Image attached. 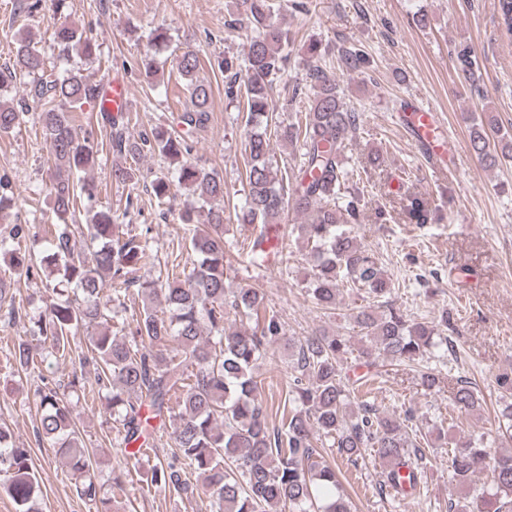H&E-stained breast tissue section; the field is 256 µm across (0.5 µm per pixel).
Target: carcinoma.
<instances>
[{
	"label": "carcinoma",
	"mask_w": 512,
	"mask_h": 512,
	"mask_svg": "<svg viewBox=\"0 0 512 512\" xmlns=\"http://www.w3.org/2000/svg\"><path fill=\"white\" fill-rule=\"evenodd\" d=\"M241 6L253 32L245 59L226 55L219 67L224 70L225 97L233 101L243 94L246 99V190L243 203L234 209L239 223L264 226L248 243L247 256L252 264L265 265V227L280 223L289 210L306 214L309 222L294 231L310 244L312 301L323 309L334 308L346 284L378 301L391 292L392 282L375 255L347 229L361 216L360 194L348 190L360 172L344 154L345 141L360 127V115L343 101L336 81L319 65L322 47L315 41L307 46L313 64L305 77L312 90L305 122L268 132L270 89L287 63L292 39L272 20L274 0H241ZM497 11L503 34L511 41L512 0H497ZM53 42L64 57L75 52L92 59L98 51L92 37L67 22L55 28ZM15 44V62L0 69V86L32 78L24 106L39 110L52 165L49 196L60 223L45 230L48 249L40 260L12 246L29 232L27 224L13 225L9 236L0 237V264L28 278L62 271V279L52 287V302L33 321V334L49 344L50 354L62 358L71 351L72 332L94 328L88 352L96 366L100 400L122 426L124 444L140 440L150 445L151 419L169 424L176 452L153 469L151 482L187 494L194 491L188 478L193 474L210 492L212 512H351L336 459L356 462L374 448L385 466L379 491L395 497L419 492L427 463L416 435L409 433L411 416L378 412L359 396L365 380L346 381L342 365L353 355L347 340L326 333L288 338L279 318L267 310L263 293L233 286L234 258L224 242V179L191 160L193 146L186 137L156 129L131 139L119 127L111 134L112 150L120 157L157 154L167 161L174 178L164 174L152 181L157 203L170 201L175 183L197 196L199 206L179 215L188 232L190 266L173 259L170 271L142 280L136 276L140 269L161 265L149 239L124 235L123 225L114 222L109 210L94 212L81 227L66 223L77 202H90L100 193L94 181L78 177L95 166L97 152L76 135L75 113L86 104L106 117L111 109L92 74L48 69L45 56L25 33H17ZM450 56L470 89L480 91L474 48L460 41ZM342 61L358 70L369 63V55L360 48L348 49ZM173 66L187 80L191 100L180 123L189 131L200 128L208 121L212 98L211 86L195 77L200 59L194 52L176 53ZM19 116L15 107L0 102V133L14 130ZM273 136L297 148V165L279 168L270 144ZM469 147L485 162L512 158V136L500 133L487 109L471 125ZM111 176L115 183L126 184L136 173L116 163ZM403 213L417 224L437 217L415 195L406 199ZM107 281L113 288L105 294ZM72 284L82 300L70 298ZM135 294L143 304L128 341L113 335L109 323L112 310L127 308ZM231 313L252 319L254 326H229ZM351 319L365 338L356 354L363 364H414L424 389L438 385L422 362L448 344V337L441 335V329L448 328V316L438 327L410 321L386 304H369ZM280 348L288 352L291 376L288 416L276 428L270 426L271 414L260 397L256 368L263 358L276 359ZM495 387L506 401L499 429L512 441V371L497 375ZM38 398L39 438L65 460L81 498L92 502L96 512H114L112 498L100 496L90 476V451L79 439L70 402L47 383ZM452 404L473 414L482 399L472 382L461 380ZM322 448L329 449L331 459H325ZM480 474L487 478L481 484L476 482ZM0 475V488L18 512H37L38 479L30 449L13 444L2 427ZM448 481L468 489L464 505L448 498V512H512V452H491L481 434L448 437Z\"/></svg>",
	"instance_id": "cac0c4a2"
}]
</instances>
